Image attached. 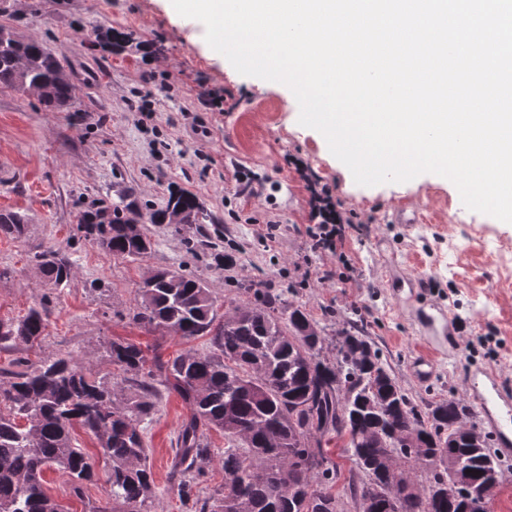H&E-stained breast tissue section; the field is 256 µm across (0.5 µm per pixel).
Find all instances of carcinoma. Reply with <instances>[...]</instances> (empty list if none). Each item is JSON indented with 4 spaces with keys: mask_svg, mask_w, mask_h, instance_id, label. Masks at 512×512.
Instances as JSON below:
<instances>
[{
    "mask_svg": "<svg viewBox=\"0 0 512 512\" xmlns=\"http://www.w3.org/2000/svg\"><path fill=\"white\" fill-rule=\"evenodd\" d=\"M128 34L102 27L95 43L122 48ZM0 89L33 93L47 112L71 108L74 87L57 53L42 41L18 36L0 25ZM151 224H212L192 192L175 188L165 208L143 213L121 199L110 206L80 212L78 223L100 250L137 260L152 251L145 231L135 239L132 227ZM26 218L0 212V233L19 238ZM30 262L54 288H64L71 264L59 249H44ZM153 287L138 288L132 320L164 328L181 338L209 337L211 350L189 349L163 361L148 360L137 345L114 341L108 357L119 373L100 376L70 357L43 360L7 371L0 383V512H66L44 487L43 473L53 469L75 495L95 480L93 464L73 436L77 427L94 436L108 467L112 502L137 503L150 512L154 484L142 423L153 413L158 386L176 392L189 417L178 433L173 474L180 501L202 482L204 463L212 460L206 431L224 432L218 462L224 484L214 495L195 500L198 512H316L311 493L327 497V512H345L333 492L340 464L318 471L309 459L343 442L360 481L350 482L357 512H384L383 497L400 478L419 486L401 512H459L453 495L431 494L440 474L459 463L483 483L496 470L504 476L493 439L465 440L477 427L461 399L432 401L421 408L407 396L380 357L379 349L358 330L342 329L343 359L322 358L325 337L310 315L287 303L262 281L240 284L230 299L231 312L217 319L210 288L180 269L161 268ZM46 313L33 307L21 319L0 322V343L38 344ZM426 437L427 445L409 448L403 439Z\"/></svg>",
    "mask_w": 512,
    "mask_h": 512,
    "instance_id": "cac0c4a2",
    "label": "carcinoma"
}]
</instances>
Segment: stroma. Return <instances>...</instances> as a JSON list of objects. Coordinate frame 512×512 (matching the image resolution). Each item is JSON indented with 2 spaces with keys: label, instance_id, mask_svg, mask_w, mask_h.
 <instances>
[{
  "label": "stroma",
  "instance_id": "stroma-1",
  "mask_svg": "<svg viewBox=\"0 0 512 512\" xmlns=\"http://www.w3.org/2000/svg\"><path fill=\"white\" fill-rule=\"evenodd\" d=\"M0 24L46 42L75 88L69 111H44L36 96L0 91V210L27 217L16 240L0 235V322L21 319L45 304L41 344L0 349V369L71 356L105 375L106 345L131 342L169 359L188 349L208 351L207 338L190 341L133 323L136 290L152 271L183 269L207 282L217 314L239 283L262 280L286 290L325 336L323 353L336 355L338 330L357 326L381 349L401 387L414 400L462 397L470 420L489 430L468 384L495 371L512 388V223L467 209L455 185L425 173L404 183L361 186L335 158L323 135L301 126L285 85L239 74L205 40V28L177 14L171 0H8ZM113 27L133 41L162 44L147 54L94 46V26ZM153 91V117L142 111ZM224 95L220 112H199L201 92ZM302 160L321 176L353 225L337 253L313 249L306 233L308 192L295 170ZM244 169L256 195L239 194ZM197 195L214 224H146L154 246L136 260L116 259L78 233L81 211L111 204L134 191L144 210L163 208L170 186ZM412 201L424 219L400 223L395 208ZM49 247L71 262L69 285L51 288L29 261ZM500 249L501 260L486 261ZM425 287H411L418 272ZM446 310L461 322L436 356L427 383L410 374L424 348L420 318ZM189 409L163 392L144 423L154 473L151 512H189L170 488L176 439ZM97 462V477L75 496L65 477L43 474L48 492L68 512L111 508L107 468L93 438L77 433Z\"/></svg>",
  "mask_w": 512,
  "mask_h": 512
}]
</instances>
